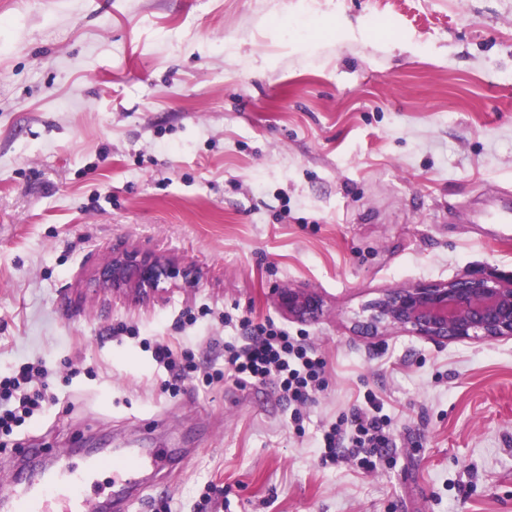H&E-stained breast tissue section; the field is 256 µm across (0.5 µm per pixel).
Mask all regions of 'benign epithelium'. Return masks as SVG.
<instances>
[{"instance_id":"1","label":"benign epithelium","mask_w":512,"mask_h":512,"mask_svg":"<svg viewBox=\"0 0 512 512\" xmlns=\"http://www.w3.org/2000/svg\"><path fill=\"white\" fill-rule=\"evenodd\" d=\"M174 268L138 250L112 255L99 269L105 288L144 297L171 277ZM279 307L291 318L307 322L322 311L320 297L310 291L282 288ZM355 321L366 334L398 327L436 342L497 340L512 337V279L467 276L447 284H423L390 291Z\"/></svg>"}]
</instances>
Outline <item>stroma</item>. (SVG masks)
<instances>
[{
	"mask_svg": "<svg viewBox=\"0 0 512 512\" xmlns=\"http://www.w3.org/2000/svg\"><path fill=\"white\" fill-rule=\"evenodd\" d=\"M509 213L512 0H0V375L43 365L57 398L0 435V488L21 450L164 448L130 512L210 485L207 512H512V338L353 328L391 289L512 277ZM131 249L194 279L100 290ZM228 314L326 360L304 434L270 381L166 392L152 343L223 368ZM368 391L393 447L322 464ZM278 304L289 317L300 322L314 320L322 311V301L316 293L296 288L280 289Z\"/></svg>",
	"mask_w": 512,
	"mask_h": 512,
	"instance_id": "obj_1",
	"label": "stroma"
}]
</instances>
